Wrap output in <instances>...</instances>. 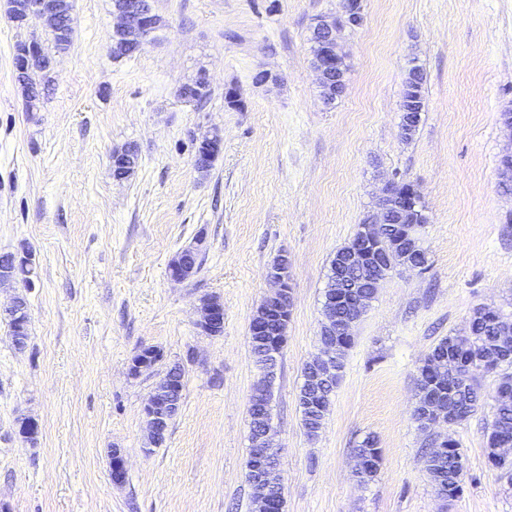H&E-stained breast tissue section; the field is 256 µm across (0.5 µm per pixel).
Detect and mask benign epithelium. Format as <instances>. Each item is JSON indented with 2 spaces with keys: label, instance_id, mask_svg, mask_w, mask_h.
Returning a JSON list of instances; mask_svg holds the SVG:
<instances>
[{
  "label": "benign epithelium",
  "instance_id": "7a95c632",
  "mask_svg": "<svg viewBox=\"0 0 512 512\" xmlns=\"http://www.w3.org/2000/svg\"><path fill=\"white\" fill-rule=\"evenodd\" d=\"M115 22L112 28V39L121 38L126 42L144 46L155 28L152 14L135 4L120 3L114 6ZM363 22L361 0H340L338 16L331 19H321L316 25L318 35L317 47L319 56L314 71L320 88L325 93L336 92L343 94L345 83L341 81V50L334 39V32L339 28ZM378 218H369L360 225L352 238L351 244L341 251L336 258L337 272L354 270L360 279L375 288L392 272L382 249L387 225L394 219L409 211L420 212L425 217L421 206V196L412 184L404 186L392 180L387 182L383 195L378 199ZM423 224H401L397 227L398 243L409 249L424 252L420 245V229ZM194 248L181 251L170 263L168 271L172 279H186L185 263ZM268 277L276 285L271 296L263 302L262 310L252 318L250 335L256 337L275 355L281 353L285 343V332L293 304V288L289 275L288 256L279 255L268 271ZM373 295L361 292L353 286L341 289L325 301L323 305L322 335L327 340L322 342L323 349L316 356L317 368L315 377L320 380H330L336 377L338 351L336 336L349 334L353 324L361 319L367 310ZM224 322V307L215 298L206 297L200 303V318L198 326L208 335L213 334L215 325ZM430 382L426 385L419 383L418 405H423L428 414L429 424L448 423V407L440 398L439 387L448 379V373L441 367L433 366L428 370ZM175 380H164L163 389L153 390L144 407L152 443H158L163 432L166 404L164 395L172 394ZM273 426L268 424L259 431L251 442L252 477L250 485L255 491L257 512H283L284 492L280 469L275 467L277 461L272 455Z\"/></svg>",
  "mask_w": 512,
  "mask_h": 512
}]
</instances>
